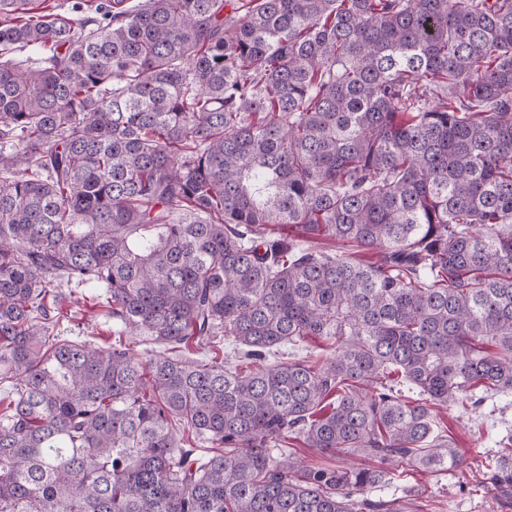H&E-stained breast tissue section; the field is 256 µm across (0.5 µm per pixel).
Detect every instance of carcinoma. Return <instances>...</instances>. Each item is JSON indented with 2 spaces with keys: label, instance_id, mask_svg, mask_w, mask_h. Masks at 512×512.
<instances>
[{
  "label": "carcinoma",
  "instance_id": "1",
  "mask_svg": "<svg viewBox=\"0 0 512 512\" xmlns=\"http://www.w3.org/2000/svg\"><path fill=\"white\" fill-rule=\"evenodd\" d=\"M30 3L0 0V512H424L360 492L460 468L436 412L512 393V0ZM64 282L253 368L54 336ZM486 483L512 507L511 447ZM96 2L94 4H90L88 2ZM101 0H37L35 2L34 6H37L40 4V7H46L42 10H44V13H64L71 11L73 6H80L81 14L84 15L86 12H88L90 5H95L100 3ZM328 343L322 339L309 338L307 341L300 343L297 346L288 345L282 347L276 355H268L267 363H274L276 361H288L301 359L311 363L322 362L326 355L330 353L327 348ZM293 443V445L290 446L289 451L296 452V454L300 456H306L310 460H312L313 463L317 464H327V465H343V460L347 459L348 463H366L367 460L358 455H347L342 456L341 459L338 460L336 456H333L332 453H319L311 448H306L305 445L301 441H290Z\"/></svg>",
  "mask_w": 512,
  "mask_h": 512
}]
</instances>
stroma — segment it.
I'll return each mask as SVG.
<instances>
[{"instance_id":"stroma-1","label":"stroma","mask_w":512,"mask_h":512,"mask_svg":"<svg viewBox=\"0 0 512 512\" xmlns=\"http://www.w3.org/2000/svg\"><path fill=\"white\" fill-rule=\"evenodd\" d=\"M67 303L59 331L102 346L111 345L112 323L95 303L100 295L90 286L65 285ZM437 426L464 456L461 470L440 474L404 470L395 473L384 490L369 489V498L415 500L430 512H491L494 493L482 483V473L495 459L502 443L512 438V393L489 396L475 407L439 410Z\"/></svg>"}]
</instances>
